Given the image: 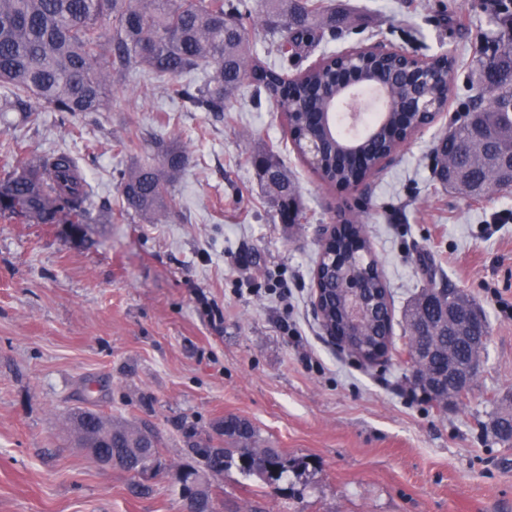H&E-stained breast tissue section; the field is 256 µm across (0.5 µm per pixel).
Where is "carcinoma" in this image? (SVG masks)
<instances>
[{"label":"carcinoma","mask_w":512,"mask_h":512,"mask_svg":"<svg viewBox=\"0 0 512 512\" xmlns=\"http://www.w3.org/2000/svg\"><path fill=\"white\" fill-rule=\"evenodd\" d=\"M268 9L255 12L251 0H0V112H31L44 104L54 112L93 115L105 112L112 97V75L140 71L161 84L168 97L187 112H228L245 80L257 93H265L280 111L293 102L303 112H319L336 86V55L331 54L292 82L282 72L259 61L251 48L248 31L260 26L277 36L281 60L295 54L304 43L327 31L334 32L344 18L329 11L324 0H266ZM112 29L109 55L102 52L107 29ZM361 63L368 74L380 72L393 79V95L408 93L406 71L417 59L400 62L394 56L366 54ZM478 108L470 107V121L454 126L434 147V177L442 184L465 186L471 175L489 167L493 152L479 139L477 128L496 129L500 143L512 145V41L500 34L476 59ZM448 58L434 61L430 78L417 88L426 98L444 96ZM405 128L390 124L366 142L362 159L342 164L336 147H330L325 163L315 172L326 184H350L363 179L370 162L394 152ZM161 166L143 163L121 175L122 195L128 208L140 215L167 218L168 186L189 164V155L173 142L151 138ZM452 157L458 177L450 178L440 161ZM268 190L270 202L282 223H288V201L296 200L294 183L272 153L253 158ZM89 186L79 165L67 152L36 159L17 154L13 172L0 181V213L20 214L36 224L63 222L84 230L93 223ZM368 239L363 226L351 220L336 237V252L348 255L367 287L386 299L383 274L368 260ZM332 256L320 255L318 286L327 294L331 318L342 319L343 297L336 291ZM448 303H465L481 321L480 334H488L485 316L467 295L446 289ZM386 328L372 323L366 335L354 340L374 346ZM427 345L432 350L429 369H448V352L456 364L467 367L471 346L448 328L432 322ZM75 445L83 448L90 435L98 438L103 452L135 457L151 450L150 463L160 460L156 435L142 427L114 424L91 409L69 415ZM224 447L211 441H195L191 450L196 464L176 472L181 497L191 495L196 512H216L210 476L232 466L248 475L274 483L288 470L289 461L277 448L257 453L259 438L253 424L238 416L224 417L216 425ZM494 435L512 443V414L499 415L492 423Z\"/></svg>","instance_id":"obj_1"}]
</instances>
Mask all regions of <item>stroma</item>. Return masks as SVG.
<instances>
[{
  "instance_id": "obj_1",
  "label": "stroma",
  "mask_w": 512,
  "mask_h": 512,
  "mask_svg": "<svg viewBox=\"0 0 512 512\" xmlns=\"http://www.w3.org/2000/svg\"><path fill=\"white\" fill-rule=\"evenodd\" d=\"M346 20L283 64L297 76L324 52L376 42L454 59L448 110L368 181L323 183L283 115L243 85L231 112H185L144 75L112 81L93 116L0 113V177L13 153H70L92 190L95 224L0 215V512H182L173 472L193 463L186 430L223 444L233 414L294 461L278 486L231 467L211 476L218 512H512V445L491 429L512 412V193L475 199L440 186L433 147L473 95L474 60L499 26L489 0H326ZM174 139L190 163L170 219L126 210L119 175ZM274 153L299 221L281 223L252 158ZM364 224L392 298L386 367H363L324 335L311 306L321 225ZM486 313L472 388L423 399L405 362L404 311L429 281ZM150 424L162 468L138 495L132 474L71 441L67 415Z\"/></svg>"
}]
</instances>
